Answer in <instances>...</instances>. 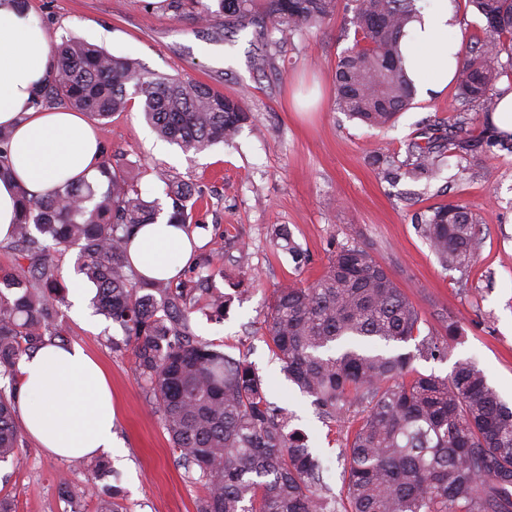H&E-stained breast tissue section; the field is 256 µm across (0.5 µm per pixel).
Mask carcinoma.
<instances>
[{
  "label": "carcinoma",
  "mask_w": 512,
  "mask_h": 512,
  "mask_svg": "<svg viewBox=\"0 0 512 512\" xmlns=\"http://www.w3.org/2000/svg\"><path fill=\"white\" fill-rule=\"evenodd\" d=\"M486 21L489 39L477 41L456 72L462 107L494 111L501 53L512 55V0H469ZM338 0H168L180 13L224 17V32L247 24L293 34L331 19ZM355 26L352 47L339 57L336 108L371 128L391 125L413 105V86L400 49L416 0H348ZM49 90L72 108L103 121L140 112L158 135L183 151L230 143L251 121L244 102L199 82L149 72L131 58L70 36L55 47ZM13 129L0 125V177L10 175L5 151ZM467 122L424 143L411 141L409 174L436 175L445 152L470 146ZM101 187L89 181L51 189L41 198L21 195V218L11 248L28 266L0 269V462L19 463L22 435L14 414L16 365L45 341L63 339L56 323L64 299L56 256L76 247L77 272L97 289L95 302L125 332L136 369L159 406L173 449L202 495L196 512H512V405L472 360L451 376L423 374L418 358L446 354L459 327L419 337L422 315L385 268L357 244L336 250L311 283L273 293L267 343L288 379L312 398L328 420L360 409L363 417L343 448V498L323 481V466L308 437L291 427L294 416L268 399L266 382L245 355L233 357L195 339L190 314L206 297L209 317L220 321L229 298L202 287L148 280L133 269L127 240L162 211L124 172L103 160ZM168 223L190 224L191 187L165 182ZM439 263L463 274L479 247L476 218L450 203L419 224ZM414 343V350L404 346ZM123 490L105 485L97 512H123Z\"/></svg>",
  "instance_id": "obj_1"
}]
</instances>
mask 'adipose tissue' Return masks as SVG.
<instances>
[{
  "mask_svg": "<svg viewBox=\"0 0 512 512\" xmlns=\"http://www.w3.org/2000/svg\"><path fill=\"white\" fill-rule=\"evenodd\" d=\"M400 45L417 93L427 98L444 91L462 50L451 0H430ZM53 67L44 33L0 0V125L14 128L8 150L13 176L0 180V241L17 220L20 195L38 198L53 187L99 177L103 150L97 129L81 113L33 105ZM196 243L195 232L162 216L135 232L127 253L144 277L172 281L192 261ZM17 381V419L41 448L61 458L111 455L112 391L105 369L82 346L45 343L22 356Z\"/></svg>",
  "mask_w": 512,
  "mask_h": 512,
  "instance_id": "adipose-tissue-1",
  "label": "adipose tissue"
}]
</instances>
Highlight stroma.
<instances>
[{"label": "stroma", "instance_id": "1", "mask_svg": "<svg viewBox=\"0 0 512 512\" xmlns=\"http://www.w3.org/2000/svg\"><path fill=\"white\" fill-rule=\"evenodd\" d=\"M338 3L325 25L270 46L254 25L228 35L223 21L174 13L165 0H28L27 9L50 42L73 35L149 71L245 101L249 126L232 144L197 153L159 139L135 106L98 131L106 158L145 200L168 207L163 190L172 178L199 191L197 254L216 263L207 286L233 299L223 321L194 312L192 329L226 353L248 354L269 399L295 413L294 427L308 435L336 491L343 468L337 455L359 415L335 423L320 419L311 397L282 374L266 344V324L274 290L319 278L340 246L360 245L386 267L420 310L421 335H441L451 319L461 325L445 357L415 360L419 372L446 377L456 362L470 358L512 402V135L491 128L487 113L469 110L471 150L446 158L436 177L407 175L406 141L434 134L452 118L457 88L414 99L386 130L339 112L333 74L354 43V28L347 0ZM263 53L270 66L259 73L251 61ZM456 202L475 214L481 236L477 260L464 274L439 264L415 223L416 216ZM278 228L287 229L289 240L275 238ZM95 292L86 285L80 314L72 313L71 302L60 304L58 323L68 343L102 362L112 384V423L122 442L112 465L125 490L123 503L128 512H196L200 488L179 465L133 355L113 350L124 333L94 312ZM20 455L18 465L0 464V493L12 497L17 512H69L63 479L81 493L84 512H96L100 482L93 460L54 458L27 437Z\"/></svg>", "mask_w": 512, "mask_h": 512}]
</instances>
